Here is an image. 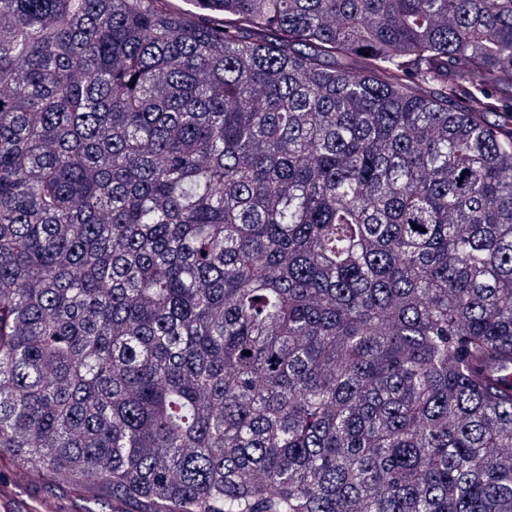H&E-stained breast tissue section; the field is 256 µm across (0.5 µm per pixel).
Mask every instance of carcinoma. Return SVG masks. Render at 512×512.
Wrapping results in <instances>:
<instances>
[{
  "label": "carcinoma",
  "mask_w": 512,
  "mask_h": 512,
  "mask_svg": "<svg viewBox=\"0 0 512 512\" xmlns=\"http://www.w3.org/2000/svg\"><path fill=\"white\" fill-rule=\"evenodd\" d=\"M504 87L512 0H0V457L512 512Z\"/></svg>",
  "instance_id": "carcinoma-1"
}]
</instances>
